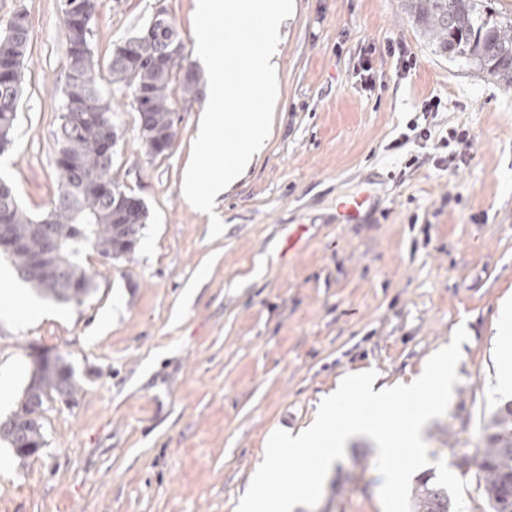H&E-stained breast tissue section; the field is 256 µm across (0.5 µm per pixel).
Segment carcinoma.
Wrapping results in <instances>:
<instances>
[{
  "label": "carcinoma",
  "mask_w": 512,
  "mask_h": 512,
  "mask_svg": "<svg viewBox=\"0 0 512 512\" xmlns=\"http://www.w3.org/2000/svg\"><path fill=\"white\" fill-rule=\"evenodd\" d=\"M77 4L63 13L66 28V62L63 69V112L78 117L61 121L56 134L58 195L52 207L39 217L26 212L12 188L0 181V213L14 232L32 242L40 240L43 227L54 233L68 252L72 269L60 278L25 275L26 253L10 256L18 276L40 294L57 302L81 305L94 287V276L83 264L89 251L112 252L124 257L135 247L148 217L138 197L112 180V99L102 82L129 91L131 106L138 112L147 155L155 158L168 151L177 135L172 85L182 73L181 90L192 97L198 85L195 73L185 63L183 51L172 52L178 36L172 23L158 28L151 37L122 42L101 66L90 47L91 31L76 25L73 17L84 16L93 25L98 0H69ZM405 13L426 44L452 60L475 65L480 71L503 78L512 87V16L487 5V0H404ZM28 15L17 11L0 19V151L12 142L22 96L21 67L30 41ZM85 285L83 298H75L64 280ZM79 381L71 366L53 365L34 369L19 406H46L64 393L71 397ZM489 434L481 449L478 491L487 512H512V401L501 406L485 426ZM0 441L20 457H29L45 445L41 419L16 429L0 423ZM412 512H460L448 487L424 478L415 489Z\"/></svg>",
  "instance_id": "obj_1"
}]
</instances>
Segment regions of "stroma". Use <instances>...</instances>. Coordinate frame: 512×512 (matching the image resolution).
Returning <instances> with one entry per match:
<instances>
[{
	"label": "stroma",
	"mask_w": 512,
	"mask_h": 512,
	"mask_svg": "<svg viewBox=\"0 0 512 512\" xmlns=\"http://www.w3.org/2000/svg\"><path fill=\"white\" fill-rule=\"evenodd\" d=\"M164 9L194 54L193 0H99L91 47H113ZM44 25L22 66L23 95L0 178L23 208L46 212L59 188L66 31L61 0H0ZM281 99L261 158L226 194L223 235L180 196L205 92L174 93L178 135L146 155L126 91L104 90L119 127L112 178L148 219L134 252L89 253L95 291L83 305L41 299L49 315L18 320L19 277L0 279V417L15 409L33 349L61 353L81 389L42 415L46 447L20 459L0 442V512H235L267 440L308 426L348 371L410 383L458 327L459 381L423 430L428 465L464 512L476 488L495 392L499 304L512 295V87L435 54L402 0H294L283 28ZM417 57L402 72L387 53ZM370 57L371 83L357 73ZM442 106L432 137H410L425 99ZM470 145H442L450 130ZM459 160L451 174L436 158ZM363 196L361 222L340 224ZM319 503L298 512H382L377 446L359 435Z\"/></svg>",
	"instance_id": "obj_1"
}]
</instances>
